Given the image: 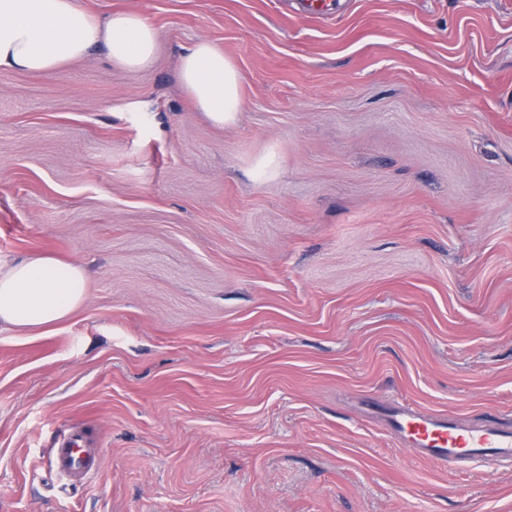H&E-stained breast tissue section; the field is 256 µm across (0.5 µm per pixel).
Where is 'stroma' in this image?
I'll return each mask as SVG.
<instances>
[{"label":"stroma","mask_w":512,"mask_h":512,"mask_svg":"<svg viewBox=\"0 0 512 512\" xmlns=\"http://www.w3.org/2000/svg\"><path fill=\"white\" fill-rule=\"evenodd\" d=\"M79 3L159 51L0 72V264L87 273L0 330V512H512V469L368 412L512 426V0ZM199 39L242 76L233 127L180 83ZM65 434L86 479L48 463Z\"/></svg>","instance_id":"35a3bbf8"}]
</instances>
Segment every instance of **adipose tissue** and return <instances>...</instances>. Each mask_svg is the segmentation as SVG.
Segmentation results:
<instances>
[{"label": "adipose tissue", "mask_w": 512, "mask_h": 512, "mask_svg": "<svg viewBox=\"0 0 512 512\" xmlns=\"http://www.w3.org/2000/svg\"><path fill=\"white\" fill-rule=\"evenodd\" d=\"M101 45L115 67L139 71L153 65L159 36L136 10L97 17L78 0H0V72L54 76ZM179 75L206 120L237 124L242 77L222 48L195 41L180 57ZM86 285L81 265L49 255L0 269V326L28 330L60 321L83 301Z\"/></svg>", "instance_id": "ef3b65f1"}]
</instances>
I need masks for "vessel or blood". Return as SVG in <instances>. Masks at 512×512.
<instances>
[{
	"label": "vessel or blood",
	"mask_w": 512,
	"mask_h": 512,
	"mask_svg": "<svg viewBox=\"0 0 512 512\" xmlns=\"http://www.w3.org/2000/svg\"><path fill=\"white\" fill-rule=\"evenodd\" d=\"M379 416L399 445L422 460L448 464L474 460L512 466V428L497 421L471 426L457 417L424 411L405 401L380 409ZM48 459L53 469L67 477L83 476L92 469L87 449L75 436L49 449Z\"/></svg>",
	"instance_id": "b4317fda"
}]
</instances>
